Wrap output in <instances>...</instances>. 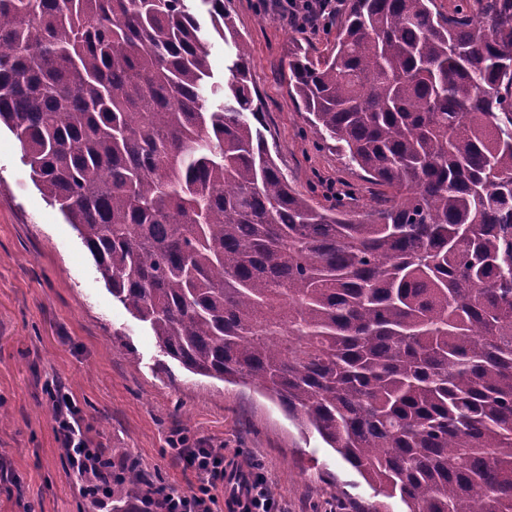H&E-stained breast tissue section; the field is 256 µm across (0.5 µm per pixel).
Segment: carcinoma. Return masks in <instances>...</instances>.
<instances>
[{"mask_svg":"<svg viewBox=\"0 0 512 512\" xmlns=\"http://www.w3.org/2000/svg\"><path fill=\"white\" fill-rule=\"evenodd\" d=\"M187 0H0V125L112 297L193 374L255 383L407 512H512V0H346L288 60L319 145L390 190L288 184ZM156 493L112 469V512Z\"/></svg>","mask_w":512,"mask_h":512,"instance_id":"obj_1","label":"carcinoma"}]
</instances>
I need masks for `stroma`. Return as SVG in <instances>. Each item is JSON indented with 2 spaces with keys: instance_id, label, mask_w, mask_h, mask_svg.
<instances>
[{
  "instance_id": "obj_1",
  "label": "stroma",
  "mask_w": 512,
  "mask_h": 512,
  "mask_svg": "<svg viewBox=\"0 0 512 512\" xmlns=\"http://www.w3.org/2000/svg\"><path fill=\"white\" fill-rule=\"evenodd\" d=\"M250 47V86L262 107L271 154L298 192L333 193L370 208L379 186L333 149L318 148L288 90V60L316 59L335 29L300 30L265 0H224ZM76 411L93 447L125 449L154 484L194 481L172 450L223 449L239 473L258 468L281 512H406L372 487L314 433H301L268 394L192 374L163 355L150 330L108 291L58 207L33 184L22 150L0 130V512H98L58 438L48 394Z\"/></svg>"
}]
</instances>
